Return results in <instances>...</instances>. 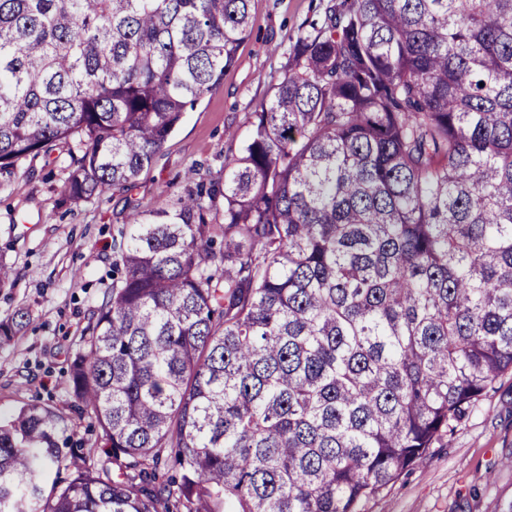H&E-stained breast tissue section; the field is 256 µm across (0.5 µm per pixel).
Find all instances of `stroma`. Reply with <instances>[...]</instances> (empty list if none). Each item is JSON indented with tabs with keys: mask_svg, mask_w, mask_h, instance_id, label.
Returning <instances> with one entry per match:
<instances>
[{
	"mask_svg": "<svg viewBox=\"0 0 512 512\" xmlns=\"http://www.w3.org/2000/svg\"><path fill=\"white\" fill-rule=\"evenodd\" d=\"M327 0H251V35L222 83L183 120L132 198L140 209L174 200L218 176L238 155L247 118L269 94L300 25ZM64 174L55 158L0 173V262L15 284L0 289V321L18 309L27 329L0 347V413L26 402L68 398L66 370L79 333L112 284V236L122 203L111 194L61 205ZM512 370L498 379L428 459L361 512H507L512 507Z\"/></svg>",
	"mask_w": 512,
	"mask_h": 512,
	"instance_id": "1",
	"label": "stroma"
}]
</instances>
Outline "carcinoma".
Here are the masks:
<instances>
[{"instance_id":"carcinoma-1","label":"carcinoma","mask_w":512,"mask_h":512,"mask_svg":"<svg viewBox=\"0 0 512 512\" xmlns=\"http://www.w3.org/2000/svg\"><path fill=\"white\" fill-rule=\"evenodd\" d=\"M249 6L0 0V172L129 193ZM285 55L222 177L125 200L70 399L0 419V512H359L512 370V0H328Z\"/></svg>"}]
</instances>
